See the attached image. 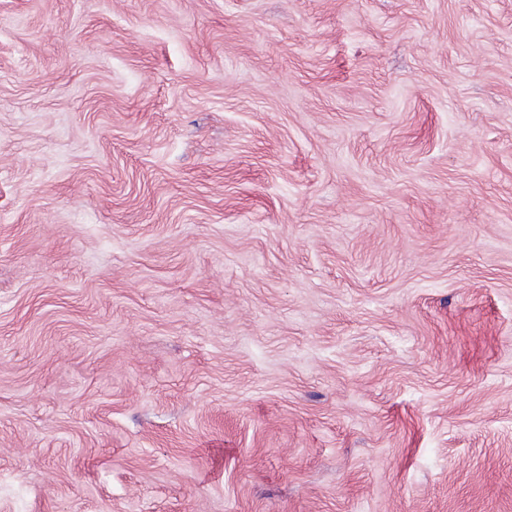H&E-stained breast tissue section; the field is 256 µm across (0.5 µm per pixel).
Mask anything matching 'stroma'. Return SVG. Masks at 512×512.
<instances>
[{
  "label": "stroma",
  "mask_w": 512,
  "mask_h": 512,
  "mask_svg": "<svg viewBox=\"0 0 512 512\" xmlns=\"http://www.w3.org/2000/svg\"><path fill=\"white\" fill-rule=\"evenodd\" d=\"M0 512H512V0H0Z\"/></svg>",
  "instance_id": "1"
}]
</instances>
